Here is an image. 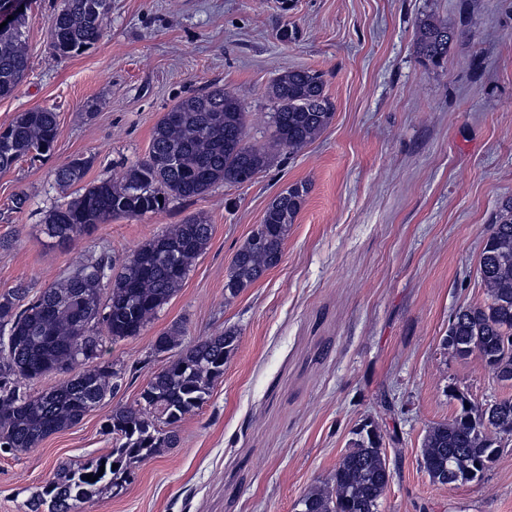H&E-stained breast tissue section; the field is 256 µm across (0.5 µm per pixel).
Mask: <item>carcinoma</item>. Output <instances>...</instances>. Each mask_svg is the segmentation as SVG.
I'll use <instances>...</instances> for the list:
<instances>
[{
    "label": "carcinoma",
    "instance_id": "obj_1",
    "mask_svg": "<svg viewBox=\"0 0 512 512\" xmlns=\"http://www.w3.org/2000/svg\"><path fill=\"white\" fill-rule=\"evenodd\" d=\"M108 13L109 0H62L50 18L54 53L68 57L90 48ZM456 36L448 24L424 19L418 26V52L438 64L448 57ZM29 67L25 20L19 15L0 29V98L14 93ZM268 95L274 103L272 132L259 146L248 143L249 113L240 98L215 87L186 96L165 112L147 155L120 172L86 184L92 159L61 164L54 172L61 196L45 211V233L67 245L116 216L135 218L163 211L176 200L202 197L220 185L249 183L280 156L300 152L332 121L333 105L316 70L280 73ZM58 130L57 113L50 108L18 113L0 129V172L50 151ZM307 194L308 186L296 183L269 204L262 224L235 254L224 284L226 298L236 297L280 262ZM211 236L207 219L192 215L140 246L117 271L110 256L90 253L26 305V288L0 296V448H36L118 392L122 370L104 360L105 344L141 333L182 287ZM479 276L487 301L460 307L443 345L459 358L477 354L499 383L512 386V341L505 342L512 337V198L500 204L487 229ZM239 339L230 327L187 343L179 325L156 337L153 352L168 360L139 400L112 408L103 425V433L112 437V452L60 463L52 481L28 499V512H74L103 488H123L134 464L178 447L179 423L210 399ZM77 366L82 370L75 373ZM51 373L69 378L49 391L27 389ZM452 397L460 408L428 428L420 463L440 485L480 482L499 455L502 436L512 435V397L492 402L489 409L459 392ZM366 427L356 431L331 478L298 502L299 512H378L390 478L380 451L382 437L373 422ZM89 475L94 479L87 480Z\"/></svg>",
    "mask_w": 512,
    "mask_h": 512
}]
</instances>
